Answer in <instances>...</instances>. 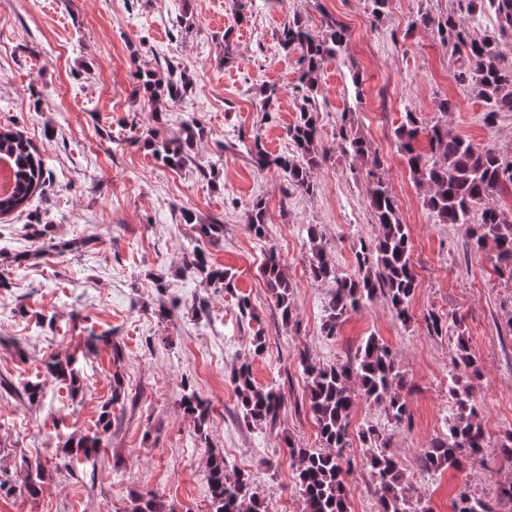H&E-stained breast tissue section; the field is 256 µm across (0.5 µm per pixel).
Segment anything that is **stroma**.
<instances>
[{"instance_id":"1","label":"stroma","mask_w":512,"mask_h":512,"mask_svg":"<svg viewBox=\"0 0 512 512\" xmlns=\"http://www.w3.org/2000/svg\"><path fill=\"white\" fill-rule=\"evenodd\" d=\"M458 10V0H388L376 18L370 0H253L248 23L239 26L235 0H0V125L19 130L52 176L23 212L0 217V338L18 346L14 353L0 349V378L18 389L44 384L34 403L0 394V480L16 488L0 495V512H124L136 492L163 499L175 512H210L212 447L251 474L270 512H303L285 449L290 442L315 448L319 439L299 359L345 361L371 334L396 357L411 416L395 423L360 398L352 430L371 424L381 432L432 512H453L463 490L491 497L498 483L512 481L500 453L512 433V279L496 274L491 252L467 251L468 225L432 223L426 190L410 177L393 135L409 108L423 124L445 119L454 133L512 157V112L485 125L483 103L457 80L462 59L416 23L424 12ZM327 15L347 27L349 50L318 74L319 141L327 159L313 173L314 193L303 195L282 174L224 145L257 135L268 152H290L285 128L298 111L299 55L284 53L277 35L288 20L301 17L317 29ZM183 63L191 83L179 103L154 102L140 91L137 70L163 76ZM270 84L280 93L265 111L262 90ZM444 100L454 105L445 116ZM191 118L204 135L183 167H163L130 141L151 132L178 137ZM344 122L368 143L367 158L342 153ZM376 156L409 227L419 288L410 320H400L379 295L330 339L322 332L327 287L306 272L305 228L317 225L332 264L354 273L359 242L379 233L362 175ZM258 197L266 213L261 240L241 218ZM187 210L198 222L223 224V236L204 248L214 265L234 274L235 294L185 269L182 252L194 235L181 218ZM36 224L44 235H34ZM271 250L292 287L296 317L287 325L259 273ZM241 296L256 319L241 317ZM431 309L462 317L482 371L471 385L484 407L487 444L461 473L431 475L421 465L452 409L456 339L428 335L423 315ZM108 332L120 341L123 362L113 361L109 345L85 349L88 336ZM258 335L265 341L259 353ZM52 356L74 357L78 392L46 377L43 363ZM244 361L257 385L279 388L275 422L244 420L232 383ZM117 377L125 397L115 402ZM185 380L211 403L208 444L181 407ZM107 402L112 437L96 468L70 463L64 441L94 431ZM347 454L350 512H375L360 445ZM38 461L45 467L41 492L19 494L27 465Z\"/></svg>"}]
</instances>
